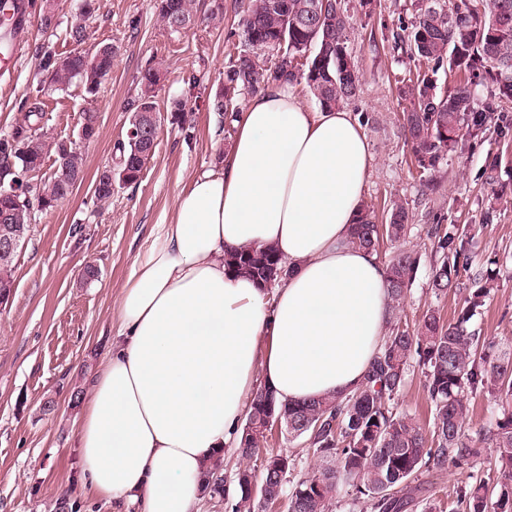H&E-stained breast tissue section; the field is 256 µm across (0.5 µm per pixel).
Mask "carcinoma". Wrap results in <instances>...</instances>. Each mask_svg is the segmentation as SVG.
I'll use <instances>...</instances> for the list:
<instances>
[{
	"mask_svg": "<svg viewBox=\"0 0 512 512\" xmlns=\"http://www.w3.org/2000/svg\"><path fill=\"white\" fill-rule=\"evenodd\" d=\"M153 7L172 33L208 21L198 15L195 0H153ZM411 7L410 21L400 22L405 32L401 43L425 69L400 79L399 89L409 102L403 125L419 167L431 171L459 142L487 126L490 116L476 107V80L491 81L498 98L512 101V0H412ZM96 11L97 0H79L66 30L72 43H84ZM350 19L346 0H248L241 22L243 48L224 71L223 88L209 99V110L231 116L243 97L280 80L305 83L322 108L348 104L361 87L349 45ZM113 57L110 43L58 58L36 51L50 83L61 90L76 83L88 95L105 83ZM447 64L462 75L450 93L440 90L435 79ZM166 74L162 62L140 72L128 126L140 113L159 110L157 93ZM42 121L39 107L24 104L10 132L0 137V216H9L26 234L34 211H48L70 194L62 180V141ZM51 154L56 167L47 174L43 166ZM148 159L130 136L117 140L111 162L96 177L98 208L112 205V172L129 170L127 184H134ZM409 220L400 200L391 204L384 225L364 209L351 239L353 246L377 255L383 245L389 246L385 267L395 313L403 307L419 263L418 253L404 247ZM429 235L435 247L430 291L438 300L460 287V263L469 260V239L454 224H436ZM224 263L264 288L286 275L275 250L266 246L231 249ZM494 281V271L478 273L453 322L433 306L412 326L394 317L365 383L353 394L276 404L288 441L306 443L319 459L313 475L290 487L289 470H262L261 481L270 492L288 498V512H333L342 495L364 500L370 512H410L414 495L422 493L416 479L425 468L468 469L467 481L453 489L455 512H512V346L502 348L469 325ZM415 372L423 378L430 402L428 430L395 408ZM478 391L493 398L495 421L471 434L466 428L468 395ZM266 395L271 392L259 390L250 404L239 441L245 457L262 452L273 456L262 448L266 423L259 414ZM485 445L495 449L494 468L475 472ZM251 476V468L238 469L232 512H251L253 504L243 491Z\"/></svg>",
	"mask_w": 512,
	"mask_h": 512,
	"instance_id": "cac0c4a2",
	"label": "carcinoma"
}]
</instances>
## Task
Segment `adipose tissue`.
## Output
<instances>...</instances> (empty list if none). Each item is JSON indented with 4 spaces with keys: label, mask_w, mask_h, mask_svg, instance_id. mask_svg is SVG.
<instances>
[{
    "label": "adipose tissue",
    "mask_w": 512,
    "mask_h": 512,
    "mask_svg": "<svg viewBox=\"0 0 512 512\" xmlns=\"http://www.w3.org/2000/svg\"><path fill=\"white\" fill-rule=\"evenodd\" d=\"M219 169L194 176L116 303L119 328L83 397V487L144 512H196L210 464L255 393L282 404L360 387L391 315L385 267L349 239L372 170L352 113L292 83L252 95ZM268 245V295L224 252Z\"/></svg>",
    "instance_id": "ef3b65f1"
}]
</instances>
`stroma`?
<instances>
[{"instance_id": "stroma-1", "label": "stroma", "mask_w": 512, "mask_h": 512, "mask_svg": "<svg viewBox=\"0 0 512 512\" xmlns=\"http://www.w3.org/2000/svg\"><path fill=\"white\" fill-rule=\"evenodd\" d=\"M28 2L30 34L18 49L16 67L0 69V136L10 131L25 102L40 106L56 139L74 138L88 108L98 115V134L84 149L83 181L56 208L36 213L17 257L13 298L0 308V512H116V504L82 487L81 405L72 393L107 355L116 330L115 302L157 225L170 221L175 199L192 177L218 168L234 142L235 126L209 111L208 99L241 48L246 0H197L199 11L218 12L221 21L181 34L160 23L150 0H98L84 47L110 43L116 56L111 78L93 97L75 85L60 91L41 82L35 58L39 46L61 56L73 51L66 27L77 0H58L59 25L47 34L36 23L40 0ZM349 7V42L363 78L347 109L373 155L363 202L374 206L381 224L389 201L405 200L409 242L420 254L402 316L417 320L433 300L428 230L456 224L474 237L462 287H471L473 277L487 268L498 273L472 324L487 339L512 343V102L479 88L477 104L491 113L490 126L448 153L437 171L423 172L406 141L401 116L407 103L395 82L417 68L394 47L400 21L410 17V0H373L367 7L349 0ZM153 60L169 67L158 92L160 110L176 98L188 99L192 110L184 126L162 121L155 153L139 181L113 187L111 207L97 211L94 181L125 134L137 77ZM192 72L200 79L193 88L186 82ZM88 262L99 276L86 283L81 273ZM48 400L54 409L46 414L42 406Z\"/></svg>"}]
</instances>
